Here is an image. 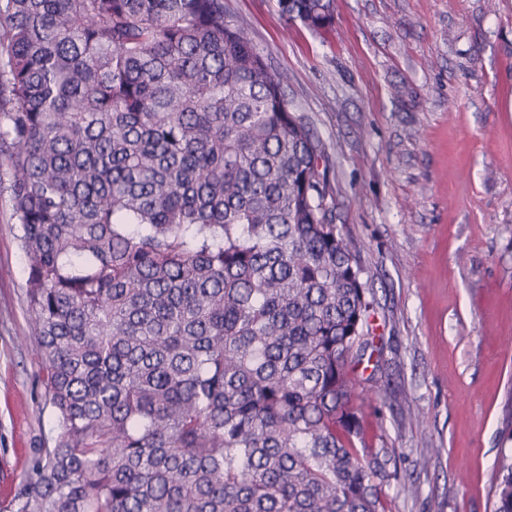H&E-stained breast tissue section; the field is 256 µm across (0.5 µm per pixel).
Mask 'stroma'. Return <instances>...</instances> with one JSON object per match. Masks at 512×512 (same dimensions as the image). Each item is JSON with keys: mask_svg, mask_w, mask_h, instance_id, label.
<instances>
[{"mask_svg": "<svg viewBox=\"0 0 512 512\" xmlns=\"http://www.w3.org/2000/svg\"><path fill=\"white\" fill-rule=\"evenodd\" d=\"M227 5L323 141L375 300L384 350L356 404L416 488H388L387 512H492L512 451V0H336L321 34L277 0ZM16 233L1 196L0 512L58 433Z\"/></svg>", "mask_w": 512, "mask_h": 512, "instance_id": "stroma-1", "label": "stroma"}]
</instances>
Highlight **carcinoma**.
I'll use <instances>...</instances> for the list:
<instances>
[{
  "instance_id": "carcinoma-1",
  "label": "carcinoma",
  "mask_w": 512,
  "mask_h": 512,
  "mask_svg": "<svg viewBox=\"0 0 512 512\" xmlns=\"http://www.w3.org/2000/svg\"><path fill=\"white\" fill-rule=\"evenodd\" d=\"M329 172L225 0H0V194L59 429L12 512H386Z\"/></svg>"
}]
</instances>
